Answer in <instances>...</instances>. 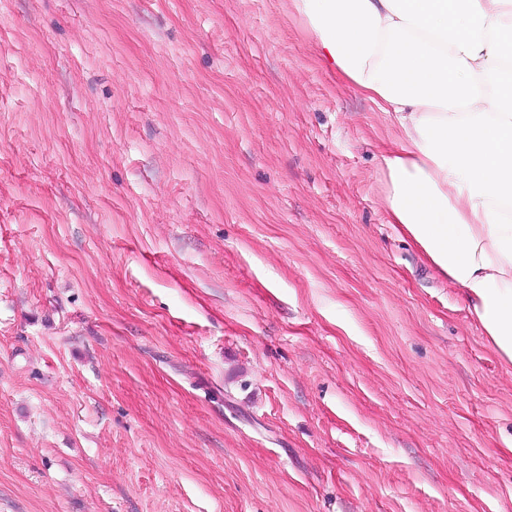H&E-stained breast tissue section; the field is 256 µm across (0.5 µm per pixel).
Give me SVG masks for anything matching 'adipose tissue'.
Wrapping results in <instances>:
<instances>
[{
	"label": "adipose tissue",
	"instance_id": "1",
	"mask_svg": "<svg viewBox=\"0 0 512 512\" xmlns=\"http://www.w3.org/2000/svg\"><path fill=\"white\" fill-rule=\"evenodd\" d=\"M337 76L392 116L387 221L512 361V0H290Z\"/></svg>",
	"mask_w": 512,
	"mask_h": 512
}]
</instances>
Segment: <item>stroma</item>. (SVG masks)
I'll use <instances>...</instances> for the list:
<instances>
[{"instance_id": "obj_1", "label": "stroma", "mask_w": 512, "mask_h": 512, "mask_svg": "<svg viewBox=\"0 0 512 512\" xmlns=\"http://www.w3.org/2000/svg\"><path fill=\"white\" fill-rule=\"evenodd\" d=\"M393 134L289 0H0V512H512Z\"/></svg>"}]
</instances>
